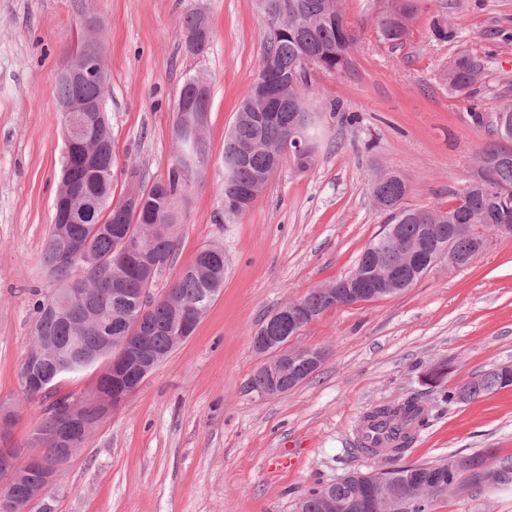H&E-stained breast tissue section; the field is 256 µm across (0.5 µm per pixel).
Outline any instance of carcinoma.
I'll use <instances>...</instances> for the list:
<instances>
[{
	"instance_id": "1",
	"label": "carcinoma",
	"mask_w": 512,
	"mask_h": 512,
	"mask_svg": "<svg viewBox=\"0 0 512 512\" xmlns=\"http://www.w3.org/2000/svg\"><path fill=\"white\" fill-rule=\"evenodd\" d=\"M277 8L265 12L275 30L281 34L265 51L258 77L277 73L290 81L284 94L290 104L277 109L270 119H260L250 108L238 107L233 125L224 139V174L234 184L244 188L258 187L259 179L268 171L269 157L263 151H252L243 158L245 150L256 141L273 146L279 163L292 160L304 171L313 165L315 153L288 143L285 134L294 116V107L309 106L316 94L311 75L324 71L348 74L353 71L350 48L355 36L346 33L349 25L342 9V0H275ZM419 12V0H383L375 17L379 37L393 46L403 44L413 18ZM181 30L195 36L198 49L195 55L206 53L212 39L209 17L189 11L181 19ZM481 65L468 55L458 56L448 68V89L468 92L477 81ZM210 95L207 85H196L186 79L178 97L193 100L200 94ZM502 124L495 125L498 141L485 147L479 158L478 178L456 193L457 203L444 209L431 207L429 212L440 224H469L472 233L489 237L498 234L497 224L512 225V210L504 208L503 196L512 198V107L498 110ZM196 139L194 122L184 121L181 127L180 156L165 179L138 186L141 208H133L126 200L112 203V175L98 178L76 166L62 155L61 178L58 190L72 184H83L97 198L94 217L72 224L53 223L44 247V264L54 283L52 290H31L33 328L44 348L71 353V363L51 382V388L41 393L22 389L25 402L40 405L36 429L48 433L55 422L52 409L59 408L72 397L60 393L64 377L83 371L82 357L101 347L103 324L113 313L112 287L126 289L127 313L132 322L128 335L135 336V319L144 316L154 326L152 343L157 350L168 353L175 349L173 337L193 334L200 316L208 310L224 287V250L215 245L200 248L188 266L170 283L174 302L157 301L141 309V290L153 288L137 277L132 262L122 257L120 243L141 246L149 260L161 262L163 269L174 262L177 239L174 236L178 217L174 211L176 196L200 176L205 159H199L192 147ZM398 172L378 174L371 182L374 200L388 199L394 207L388 211L389 224L398 225L402 237L415 240L421 236V225L429 223L421 215L424 208H404L401 201L409 192ZM387 231L375 236L358 257L356 266L395 262V255L386 242ZM69 237L87 240L90 251L82 262L85 291H70L72 274L58 261L54 239ZM314 319L336 306V301L314 288L301 298ZM512 385V365L501 364L490 370L472 374L464 383L467 399L475 400L484 394ZM429 419L425 403L411 396L397 406L377 408L365 416L370 429L378 431L389 443L377 452L385 455L394 467L381 473L391 481L388 502L375 512H430L432 503L448 492L485 484V475L497 478L496 486L512 487V456L495 457L483 450L469 455H450L435 464H403L401 459L410 448L417 433ZM367 475L355 472L331 485L311 488L300 500L298 512H350L348 504L359 492Z\"/></svg>"
}]
</instances>
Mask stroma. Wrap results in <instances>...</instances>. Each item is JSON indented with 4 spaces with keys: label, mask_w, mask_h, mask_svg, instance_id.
I'll list each match as a JSON object with an SVG mask.
<instances>
[{
    "label": "stroma",
    "mask_w": 512,
    "mask_h": 512,
    "mask_svg": "<svg viewBox=\"0 0 512 512\" xmlns=\"http://www.w3.org/2000/svg\"><path fill=\"white\" fill-rule=\"evenodd\" d=\"M381 5L343 0L356 35L354 70L312 77L322 132L314 164L302 172L284 163L249 210L231 215L224 138L272 35L260 0H91L109 77L113 200L128 191L127 169L147 183L167 177L178 155L172 125L181 86L197 72L210 87L207 161L175 200L176 258L156 289L210 242L224 249V288L193 335L65 466L45 499L51 512H296L316 484L387 469L359 445L358 425L415 394L429 422L406 463L482 448L512 456V387L449 406L425 383L439 364L450 390L512 364V235L491 237L467 266L435 264L400 294L327 310L293 339L327 350L318 372L283 397L249 388L260 363L252 338L264 319L349 273L380 232L385 216L372 201V176L401 173L410 187L404 206H451L478 175L495 113L512 105V39L500 37L512 35V0H421L398 47L377 34ZM195 7L213 28L198 59L186 54L180 30ZM437 17L454 39L434 35ZM78 34L73 0H0V405L19 407L16 447L36 424L19 371L33 326L29 292L49 282L42 254L64 151L56 75ZM462 53L482 65L473 99L449 93L445 80ZM335 101L342 110L334 114ZM476 103L481 125L471 118ZM288 456L294 468L281 467ZM431 512H512V491H458Z\"/></svg>",
    "instance_id": "stroma-1"
}]
</instances>
